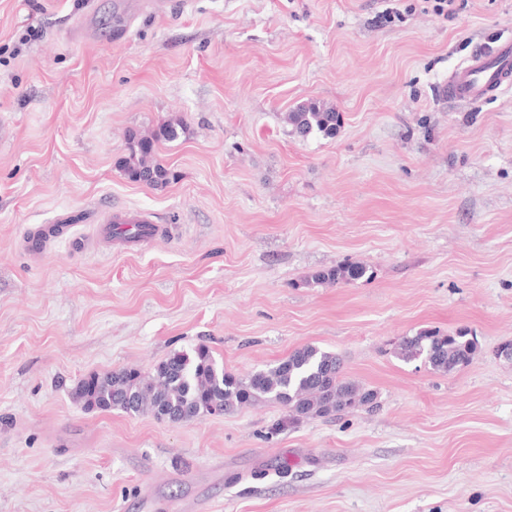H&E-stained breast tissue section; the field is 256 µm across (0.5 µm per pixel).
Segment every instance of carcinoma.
<instances>
[{"label": "carcinoma", "mask_w": 512, "mask_h": 512, "mask_svg": "<svg viewBox=\"0 0 512 512\" xmlns=\"http://www.w3.org/2000/svg\"><path fill=\"white\" fill-rule=\"evenodd\" d=\"M287 122L300 138L319 135L336 137L341 117L319 101H309L287 114ZM182 124L169 121L151 135L136 131L127 135V155L118 166L133 181L163 187L174 179L169 168L154 159L161 141L176 139ZM366 274L359 264H340L323 268L311 276L314 284L355 281ZM399 355L407 360L423 359L442 373L468 365L478 350L467 331L442 335L422 330L405 336L398 345ZM73 398L87 410H121L126 414L165 415L172 422H185L209 416L213 408L225 412L269 399L288 408L296 419L329 417L347 409L374 404L376 394L347 381L340 356L316 346H304L287 358L247 378H240L218 366L210 348L197 346L193 355L176 352L150 372L123 368L93 374L77 383Z\"/></svg>", "instance_id": "1"}]
</instances>
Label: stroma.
<instances>
[{
	"label": "stroma",
	"mask_w": 512,
	"mask_h": 512,
	"mask_svg": "<svg viewBox=\"0 0 512 512\" xmlns=\"http://www.w3.org/2000/svg\"><path fill=\"white\" fill-rule=\"evenodd\" d=\"M0 0V512H512V88L449 103V74L512 40V0ZM336 109V138L287 112ZM186 130L153 188L126 133ZM178 224L116 249L108 211ZM72 233L40 255L32 226ZM367 278L312 284L340 262ZM464 329L452 373L402 337ZM206 344L240 377L313 345L373 407L293 420L265 401L171 424L87 411L93 373ZM287 122L300 138L319 135L325 139L336 137L341 117L336 110L319 101H309L287 114Z\"/></svg>",
	"instance_id": "35a3bbf8"
}]
</instances>
